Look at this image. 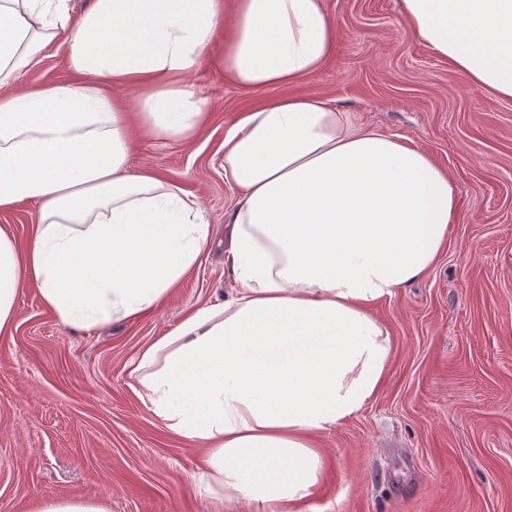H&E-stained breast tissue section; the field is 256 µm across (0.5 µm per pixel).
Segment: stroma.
Segmentation results:
<instances>
[{"label": "stroma", "instance_id": "stroma-1", "mask_svg": "<svg viewBox=\"0 0 512 512\" xmlns=\"http://www.w3.org/2000/svg\"><path fill=\"white\" fill-rule=\"evenodd\" d=\"M332 56L294 90L318 94L424 148L452 177L459 218L434 267L372 312L388 331L383 384L319 435L314 512H512V100L473 88L403 23L399 0H324ZM216 34L189 73L209 117L185 143L135 129L130 172L156 169L193 195L211 244L154 312L74 330L23 284L0 337V512L35 497H103L111 512H239L194 481L204 451L143 403L131 363L236 283L224 262L239 191L224 135L277 87L226 80Z\"/></svg>", "mask_w": 512, "mask_h": 512}]
</instances>
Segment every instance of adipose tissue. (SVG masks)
<instances>
[{
    "label": "adipose tissue",
    "instance_id": "1",
    "mask_svg": "<svg viewBox=\"0 0 512 512\" xmlns=\"http://www.w3.org/2000/svg\"><path fill=\"white\" fill-rule=\"evenodd\" d=\"M66 2L0 0V211L39 208L25 249L0 225L1 336L24 282L85 329L154 311L192 270L210 242L197 202L127 168L133 126L185 142L204 123L186 75L218 29L225 78L253 92L298 83L336 44L324 0H92L76 21ZM400 14L474 87L512 100V0H401ZM53 46L76 81L15 91ZM224 178L242 191L228 218L235 293L133 372L225 495L246 512H303L323 467L315 436L382 385L390 338L369 308L432 269L457 192L424 149L307 94L264 101L227 131Z\"/></svg>",
    "mask_w": 512,
    "mask_h": 512
}]
</instances>
